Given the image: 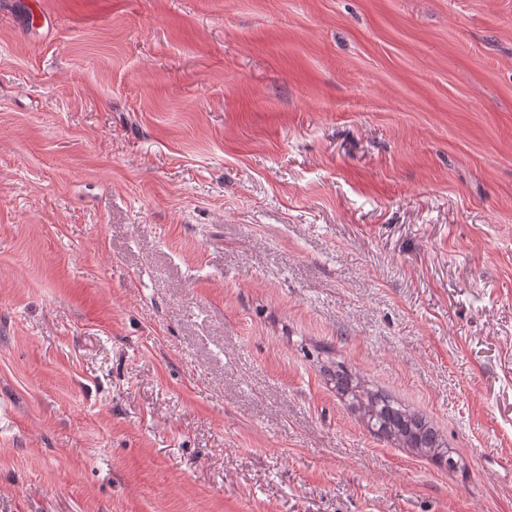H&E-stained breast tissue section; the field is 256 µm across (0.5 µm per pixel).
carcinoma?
Segmentation results:
<instances>
[{
	"mask_svg": "<svg viewBox=\"0 0 512 512\" xmlns=\"http://www.w3.org/2000/svg\"><path fill=\"white\" fill-rule=\"evenodd\" d=\"M340 400L377 436L398 448H407L439 466L454 470L459 461L440 433L422 414L391 395L370 387L342 364L328 370Z\"/></svg>",
	"mask_w": 512,
	"mask_h": 512,
	"instance_id": "1",
	"label": "carcinoma"
}]
</instances>
